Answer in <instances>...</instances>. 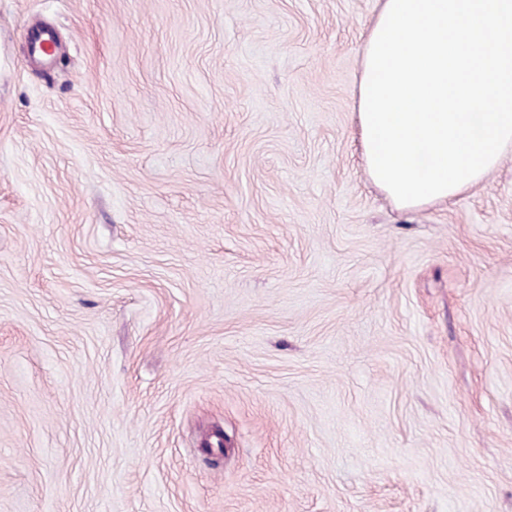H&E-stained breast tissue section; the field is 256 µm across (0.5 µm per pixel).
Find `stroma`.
<instances>
[{
	"mask_svg": "<svg viewBox=\"0 0 512 512\" xmlns=\"http://www.w3.org/2000/svg\"><path fill=\"white\" fill-rule=\"evenodd\" d=\"M377 6L0 0V512H512V153L371 184ZM388 1H390V0H379L378 12L366 30L365 39H364V43H363V50H362V64H361L360 76H359L358 86H357V91H356V124H357L358 138H359L360 156H361L364 170L368 176V179L375 186H376V183H374V180L369 175L368 161H367L366 152H365V148H364V142L362 139L363 138V135H362L363 127H362V122H361V118H360L361 82H362L364 74H365L366 60H368V59H366V55H368L367 50L369 49L370 39L372 38L374 30L376 31L377 24L380 22L379 20L388 4L387 3ZM377 188L380 189L382 192H384L389 197V199L392 201V203L394 204L392 196H390V194H388V192L385 191L386 189L384 190V189L380 188V186H378Z\"/></svg>",
	"mask_w": 512,
	"mask_h": 512,
	"instance_id": "35a3bbf8",
	"label": "stroma"
}]
</instances>
